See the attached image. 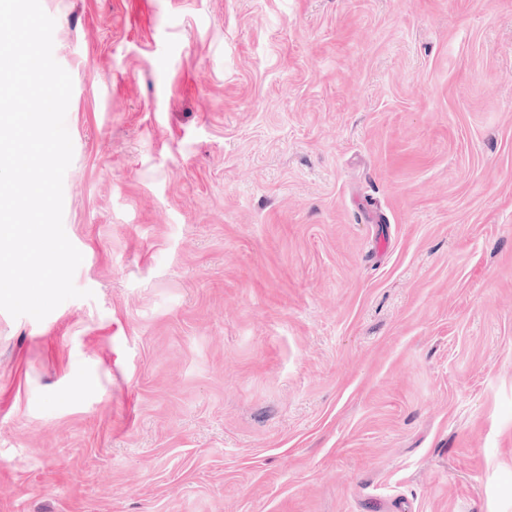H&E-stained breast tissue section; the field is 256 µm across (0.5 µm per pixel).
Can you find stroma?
I'll use <instances>...</instances> for the list:
<instances>
[{
    "label": "stroma",
    "instance_id": "1",
    "mask_svg": "<svg viewBox=\"0 0 512 512\" xmlns=\"http://www.w3.org/2000/svg\"><path fill=\"white\" fill-rule=\"evenodd\" d=\"M82 298L0 311V512H512V0H41Z\"/></svg>",
    "mask_w": 512,
    "mask_h": 512
}]
</instances>
